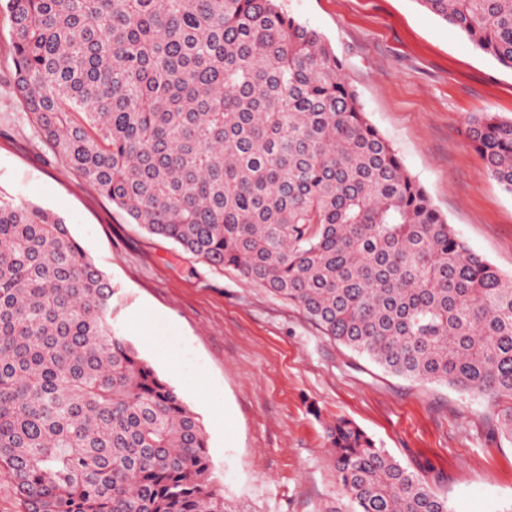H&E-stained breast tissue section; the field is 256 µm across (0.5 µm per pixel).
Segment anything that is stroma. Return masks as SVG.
<instances>
[{"label":"stroma","mask_w":512,"mask_h":512,"mask_svg":"<svg viewBox=\"0 0 512 512\" xmlns=\"http://www.w3.org/2000/svg\"><path fill=\"white\" fill-rule=\"evenodd\" d=\"M345 63L368 121L476 253L512 275V195L468 137L512 117V70L417 0H282ZM0 7V194L67 224L118 288L114 326L200 417L233 512H338L324 426L353 421L448 501L512 512V440L483 400L384 371L288 300L149 235L42 143L23 110Z\"/></svg>","instance_id":"stroma-1"}]
</instances>
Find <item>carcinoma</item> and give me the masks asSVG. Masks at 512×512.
<instances>
[{
	"mask_svg": "<svg viewBox=\"0 0 512 512\" xmlns=\"http://www.w3.org/2000/svg\"><path fill=\"white\" fill-rule=\"evenodd\" d=\"M512 69V0H417ZM50 151L133 223L302 309L405 379L486 401L512 439V276L471 251L279 0H6ZM468 137L512 194V118ZM116 289L51 213L0 195V466L25 512H233L204 425L112 325ZM348 512H448L347 419Z\"/></svg>",
	"mask_w": 512,
	"mask_h": 512,
	"instance_id": "cac0c4a2",
	"label": "carcinoma"
}]
</instances>
